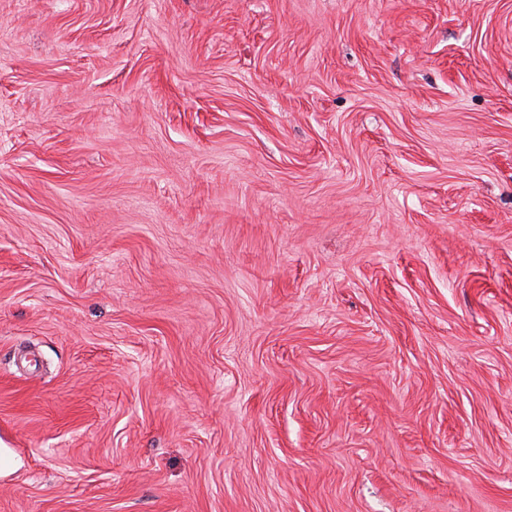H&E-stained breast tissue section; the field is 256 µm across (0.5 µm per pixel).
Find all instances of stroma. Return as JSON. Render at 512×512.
Segmentation results:
<instances>
[{
  "label": "stroma",
  "instance_id": "obj_1",
  "mask_svg": "<svg viewBox=\"0 0 512 512\" xmlns=\"http://www.w3.org/2000/svg\"><path fill=\"white\" fill-rule=\"evenodd\" d=\"M0 512H512V0H0Z\"/></svg>",
  "mask_w": 512,
  "mask_h": 512
}]
</instances>
